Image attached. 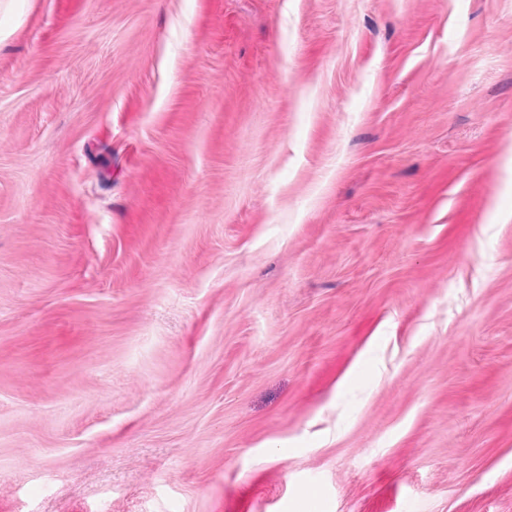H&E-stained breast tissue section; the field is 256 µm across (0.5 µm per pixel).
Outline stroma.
<instances>
[{
    "label": "stroma",
    "mask_w": 512,
    "mask_h": 512,
    "mask_svg": "<svg viewBox=\"0 0 512 512\" xmlns=\"http://www.w3.org/2000/svg\"><path fill=\"white\" fill-rule=\"evenodd\" d=\"M512 512V0H0V512Z\"/></svg>",
    "instance_id": "obj_1"
}]
</instances>
